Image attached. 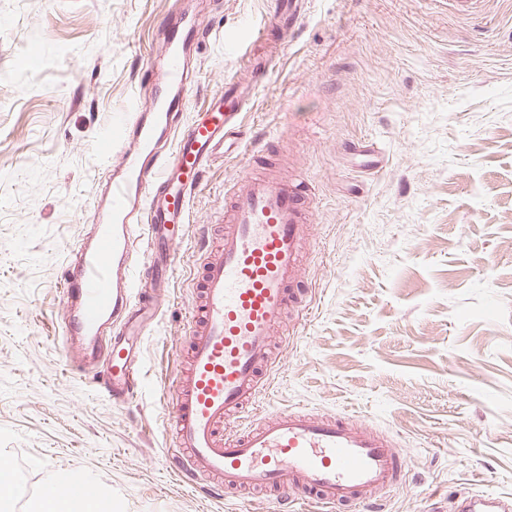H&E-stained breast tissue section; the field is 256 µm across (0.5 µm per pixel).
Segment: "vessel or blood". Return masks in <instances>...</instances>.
<instances>
[{
    "instance_id": "vessel-or-blood-1",
    "label": "vessel or blood",
    "mask_w": 512,
    "mask_h": 512,
    "mask_svg": "<svg viewBox=\"0 0 512 512\" xmlns=\"http://www.w3.org/2000/svg\"><path fill=\"white\" fill-rule=\"evenodd\" d=\"M303 0H274L255 36L268 41L295 27ZM201 19L173 0L154 32L159 57L143 73L149 107L133 101L101 140L106 177L92 199L87 233L60 282L61 338L83 367L102 368L101 391L127 404L142 390L140 343L170 292L169 269L206 170L242 146L244 115L272 57L251 60V77L226 82L203 110L186 115L192 87L187 52L203 38ZM217 248L201 251L189 308L187 364L162 403L169 410L181 478L212 489L276 490V512L311 502L359 512L380 490L399 489L402 452L391 435L344 415L280 408L246 429L238 424L263 389L270 338L310 299L296 288L309 212L295 185L275 169L225 192ZM76 508L110 504L78 472L44 489ZM456 512H512V498L468 495Z\"/></svg>"
}]
</instances>
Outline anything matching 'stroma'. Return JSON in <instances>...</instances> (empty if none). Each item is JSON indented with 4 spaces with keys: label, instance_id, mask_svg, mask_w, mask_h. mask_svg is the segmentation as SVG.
<instances>
[{
    "label": "stroma",
    "instance_id": "35a3bbf8",
    "mask_svg": "<svg viewBox=\"0 0 512 512\" xmlns=\"http://www.w3.org/2000/svg\"><path fill=\"white\" fill-rule=\"evenodd\" d=\"M169 0H0V449L34 512L62 471L112 512H269L251 490L180 481L160 399L186 342L200 229L244 179L225 155L193 196L170 298L141 343L125 406L69 372L64 260L102 172L99 141L157 54ZM271 0H200L205 38L188 110L241 76ZM307 0L245 115L285 177L312 185L301 281L309 315L275 337L252 405L346 413L392 433L406 485L382 512H448L468 492L512 497V0ZM375 143L378 172L354 146Z\"/></svg>",
    "mask_w": 512,
    "mask_h": 512
}]
</instances>
